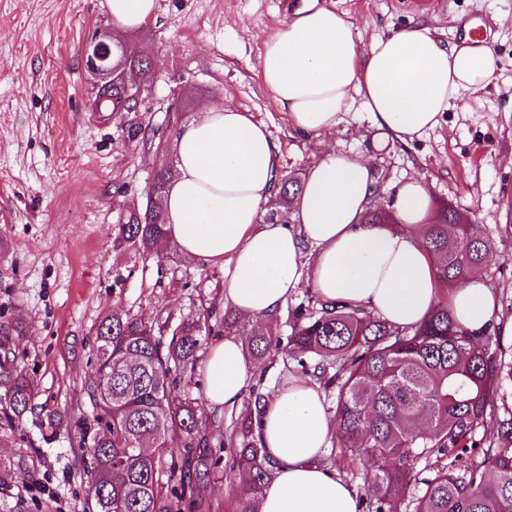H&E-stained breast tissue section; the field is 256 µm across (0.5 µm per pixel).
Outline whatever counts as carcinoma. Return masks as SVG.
<instances>
[{
  "mask_svg": "<svg viewBox=\"0 0 512 512\" xmlns=\"http://www.w3.org/2000/svg\"><path fill=\"white\" fill-rule=\"evenodd\" d=\"M113 65L123 82L98 90V111L127 110L128 88L141 90L154 77L147 55L122 46L113 52ZM172 176V169L159 168L145 206L115 225V253L163 257L169 239L162 201ZM300 189L297 176L279 183V204L289 206ZM420 237L439 293L421 324L400 329L342 301L299 305L288 356L326 387H336V440L364 465L366 512H512V406L488 413L504 379L512 380V352L488 331L459 329L448 312V289L482 266L490 239L473 214L450 206L421 225ZM168 323L149 324L116 308L97 326L87 388L93 420H77L74 432L92 512H212L210 487L224 445L212 448L202 403L187 397L175 404L171 390L192 382L204 335L228 322L188 317L167 337ZM273 335L272 323L255 322L245 345L250 358L266 357ZM36 395L26 376L0 364V442L14 437ZM252 398L254 408L230 449L241 478L232 512H260L259 493L274 469L253 434L265 395ZM468 448L479 453L466 466L450 459ZM421 459L430 469L423 478L414 472ZM18 469L0 458V488L15 482Z\"/></svg>",
  "mask_w": 512,
  "mask_h": 512,
  "instance_id": "1",
  "label": "carcinoma"
}]
</instances>
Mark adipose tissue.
I'll list each match as a JSON object with an SVG mask.
<instances>
[{
  "mask_svg": "<svg viewBox=\"0 0 512 512\" xmlns=\"http://www.w3.org/2000/svg\"><path fill=\"white\" fill-rule=\"evenodd\" d=\"M117 34L144 29L157 0H106ZM498 68L491 47L449 46L429 27L374 37L360 50L352 22L308 0L263 44L257 77L296 131L335 130L360 105L387 137L408 142L435 128L462 92L483 89ZM176 170L164 198L167 234L188 260L224 269V300L242 317L279 312L300 280L327 303L359 306L394 326L423 321L438 302L435 271L418 230L431 191L418 178L396 191L389 225L365 213L380 196L371 164L326 152L307 172L291 221L263 222L279 179V146L253 115L219 103L174 139ZM455 323L478 334L494 316L493 287L477 273L450 289ZM255 367L237 336L215 342L204 361V398L235 408ZM336 426L318 388L288 378L255 433L275 465L260 512H357L356 488L324 466Z\"/></svg>",
  "mask_w": 512,
  "mask_h": 512,
  "instance_id": "1",
  "label": "adipose tissue"
}]
</instances>
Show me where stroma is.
Returning <instances> with one entry per match:
<instances>
[{"mask_svg": "<svg viewBox=\"0 0 512 512\" xmlns=\"http://www.w3.org/2000/svg\"><path fill=\"white\" fill-rule=\"evenodd\" d=\"M344 14L362 43L422 24L449 45L486 26L500 65L477 94L463 93L437 127L404 144L384 137L352 107L334 132L305 136L257 78L265 40L303 0H157L143 30L122 44L149 55L154 78L133 112H100V81L84 46L113 32L105 0H0V356L37 390L17 439L0 455L21 474L0 490V512H86L87 478L72 418L87 415L92 345L101 317L119 308L154 322L224 302V270L170 247L164 259L113 253L112 227L145 203L156 164L174 165L177 129L209 104L252 113L280 147L281 176H304L326 150L369 157L389 210L396 187L417 177L433 209L474 213L491 250L481 272L498 293V323H512V0H321ZM143 136L130 138L132 129ZM314 292L300 284L273 326L278 350L257 364L273 395L303 370L288 356L291 313Z\"/></svg>", "mask_w": 512, "mask_h": 512, "instance_id": "obj_1", "label": "stroma"}]
</instances>
